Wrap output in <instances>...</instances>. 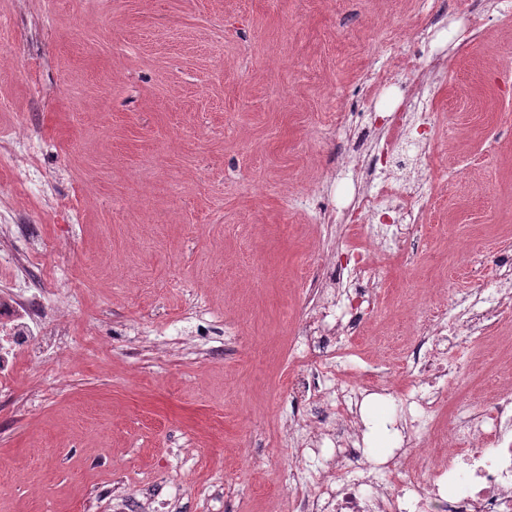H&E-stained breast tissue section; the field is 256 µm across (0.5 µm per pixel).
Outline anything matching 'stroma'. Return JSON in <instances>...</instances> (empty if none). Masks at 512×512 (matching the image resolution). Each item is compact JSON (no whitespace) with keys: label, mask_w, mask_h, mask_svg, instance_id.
<instances>
[{"label":"stroma","mask_w":512,"mask_h":512,"mask_svg":"<svg viewBox=\"0 0 512 512\" xmlns=\"http://www.w3.org/2000/svg\"><path fill=\"white\" fill-rule=\"evenodd\" d=\"M433 0H0V247L37 259L59 336L0 392V512H283L289 478L327 470L336 379L413 392L421 306L487 318L456 350L437 415L488 402L512 336V0L480 26ZM444 60L427 144L393 138L411 32ZM365 98L366 106L352 102ZM37 170L27 183L26 145ZM423 181L417 227L370 260L374 295L319 406L290 386L296 339L345 312L375 185L347 156ZM361 445L399 447L393 395L363 394Z\"/></svg>","instance_id":"1"}]
</instances>
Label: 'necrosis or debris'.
<instances>
[{"mask_svg":"<svg viewBox=\"0 0 512 512\" xmlns=\"http://www.w3.org/2000/svg\"><path fill=\"white\" fill-rule=\"evenodd\" d=\"M418 197L413 188L382 184L376 193L365 195L358 219L363 224L388 215L413 216ZM357 286L347 293L350 318L333 333L308 335L304 344L309 356L332 350L340 352L345 335L351 334L371 302L367 287L371 276L364 263L353 265ZM476 320L447 330L428 317L425 338L429 347L413 371L424 388L405 395L403 413L395 422L400 433L419 446H428L436 431L435 414L440 391L429 378L456 379L457 368L449 353L466 342L476 329ZM49 334L43 325L39 304L22 295L0 297V388L11 387L16 369L26 352L34 350ZM505 383L495 400L481 411L461 412L443 465L422 463L411 469L403 451L392 453L376 465L358 447L357 416L344 413L337 428L339 450L336 472L316 487L299 483L290 498V512H512V364L501 367Z\"/></svg>","mask_w":512,"mask_h":512,"instance_id":"4bbe7bcc","label":"necrosis or debris"}]
</instances>
